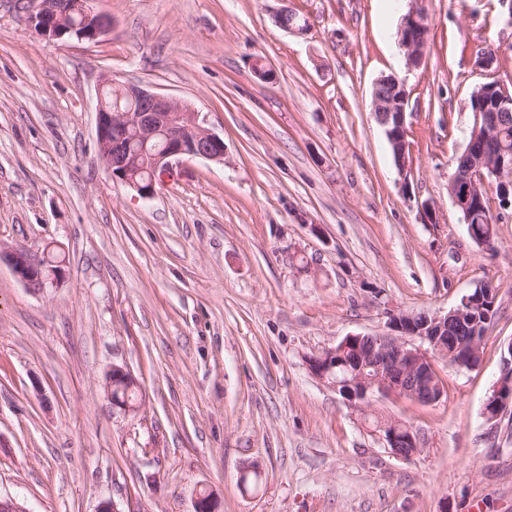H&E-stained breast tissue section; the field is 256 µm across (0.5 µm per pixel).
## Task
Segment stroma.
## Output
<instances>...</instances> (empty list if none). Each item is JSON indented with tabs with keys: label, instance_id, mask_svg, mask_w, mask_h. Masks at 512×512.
<instances>
[{
	"label": "stroma",
	"instance_id": "35a3bbf8",
	"mask_svg": "<svg viewBox=\"0 0 512 512\" xmlns=\"http://www.w3.org/2000/svg\"><path fill=\"white\" fill-rule=\"evenodd\" d=\"M27 2L0 0V248L55 247L66 277L36 293L0 263V494L28 512H193L205 488L219 512H512V408L485 414L512 343V209L490 198L488 249L448 196L471 93L512 82L504 0H425L411 69L410 0H96L95 41L41 36ZM284 8L304 35L275 25ZM388 74L409 93L405 180L372 112ZM105 76L200 112L223 161L174 166L149 199L113 180ZM483 283L498 311L478 367L435 359L433 404L372 398L423 442L393 456L310 357ZM115 365L139 413L107 398ZM430 23L426 10L412 6L403 16L397 36L405 51L406 64L418 67L422 60V49L428 42ZM124 386H127V391H131L133 389H138L140 386L138 385V381L136 377L125 367L122 366H112V369L109 371L107 377H106V391L107 395L112 401V405L115 408H118L119 410L123 411L124 413H134L138 411V409L141 406V402L138 396V399L134 401L133 403L130 402V399L125 398V392H120L119 397H113L112 398V390H114L116 387L123 388Z\"/></svg>",
	"mask_w": 512,
	"mask_h": 512
}]
</instances>
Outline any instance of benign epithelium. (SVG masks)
I'll list each match as a JSON object with an SVG mask.
<instances>
[{"mask_svg":"<svg viewBox=\"0 0 512 512\" xmlns=\"http://www.w3.org/2000/svg\"><path fill=\"white\" fill-rule=\"evenodd\" d=\"M33 9L29 21L42 35L60 39L69 34L78 39L96 40L108 30L106 18L92 7L95 0H30ZM430 23L426 10L413 6L403 16L397 36L405 51L406 64L417 67L422 49L428 42ZM396 85L395 98L385 89ZM493 94L492 101L481 102L469 109L468 131L472 150L478 138H492L499 129L504 112H512V88L499 82L484 83L473 97ZM409 95L402 80L394 75L383 76L374 84L372 112L397 152L396 166L402 176L401 188L408 192L406 113ZM97 146L100 159L112 177L134 189L142 198L154 196L159 175L171 170L185 159L224 160V139L211 132L198 119V113L187 105L136 85H123L106 76L98 90ZM147 164L139 167L140 159ZM475 173L464 180L453 177L448 182V195L461 213L464 223H470L479 210L484 191L499 187L501 205L512 207V165L505 164V155L489 156L479 151L473 157ZM6 260L16 277L27 288L40 292L65 277L63 266H54L46 257H38L25 248L0 250V260ZM474 303L465 296L444 314L397 312L389 316L390 333L384 335H351L339 347L320 357L309 359L311 371L333 389L339 383L333 379L334 357L350 350L356 354L358 366L346 380L348 391L344 399L353 409L365 415L374 394L400 395L423 404H433L443 395L435 373L433 356L453 360L456 351L448 350V336L453 322L472 312ZM428 348L423 349L421 345ZM139 388L136 377L125 367L114 365L106 377L107 395L112 405L125 413L138 411L141 402L112 396L115 388ZM384 447L398 458L408 460L423 450L417 433L403 421L391 418L376 432ZM194 512H216V499L208 490L201 491L194 502Z\"/></svg>","mask_w":512,"mask_h":512,"instance_id":"1","label":"benign epithelium"}]
</instances>
